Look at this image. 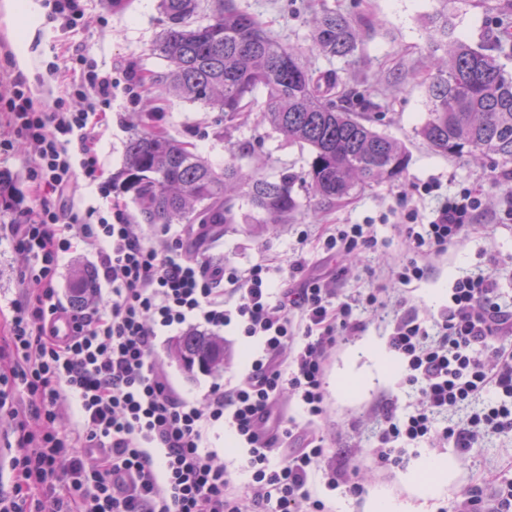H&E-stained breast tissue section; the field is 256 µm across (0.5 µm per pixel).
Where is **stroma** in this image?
Here are the masks:
<instances>
[{
  "mask_svg": "<svg viewBox=\"0 0 512 512\" xmlns=\"http://www.w3.org/2000/svg\"><path fill=\"white\" fill-rule=\"evenodd\" d=\"M239 7L254 15L266 31L283 44L303 54L304 62L316 72L334 70L339 89L351 91L375 104L379 132L400 142L410 155L409 166L395 183L382 182L354 191L342 202L329 205L310 194L304 184L294 186L300 208L288 223L269 226L246 199L237 202V221L227 225L217 253L247 268L255 264L270 267V277L279 282L288 276L296 258L317 265L323 252L318 238L329 224L375 223L376 250L348 258L340 279V292L355 295L382 283V274L398 263L405 247L392 224L382 216L398 195L417 201L429 211L432 198L420 197L417 188L437 179L445 192L459 186L481 188L488 211L497 210L505 187L494 182L498 169L493 162L477 165L432 151L418 136L426 118V96L422 84L430 70L427 45L430 31L424 20L437 7L436 0H237ZM86 23L68 33L47 25L41 0H0V92L9 81L22 76L38 97L48 95L50 68L73 67V55H85L99 71L112 78V101L107 120L97 127L98 155L106 177L112 181L109 197L96 187L83 186L80 209L96 208L106 213L111 202L124 204L129 214L137 206L124 188L122 170L128 139L148 124L155 130L190 143L195 152L215 169L235 162L245 174L257 173L270 179L283 172L302 173L307 153L288 144L260 120L261 105H254L248 118L225 121L223 115L199 104L165 95L152 76L166 63L155 50L164 27L158 0H128L123 8L108 0H85ZM333 10L363 25V39L353 57L328 60L310 51L314 16ZM448 14L455 25V37L471 45H494L502 29L512 30V7L507 0H448ZM250 143L253 152L239 154L240 143ZM29 157L22 152L0 156V171L11 174L14 189L7 205L0 207V304L18 298L23 286L12 257L8 224L19 220L34 198L25 178ZM307 240H299L300 229ZM512 256V223L492 224L478 229L457 253L432 259L427 280L403 288L408 307L419 313L437 310L445 303L458 271L478 264L491 268L493 258ZM365 329L341 340L330 350L324 377L328 411L318 425L338 454L336 464H361L366 490L355 498L329 491L323 479H315L313 490L330 498L335 512H369L376 497L401 503L403 512H440L467 489L492 477L512 480V435H493L467 452L426 443L408 448L401 467L377 471L369 455L372 431L377 425L376 408L389 400L405 405L410 401L398 385L399 362L386 344L387 324L372 312L362 313ZM225 359L215 373L187 370L174 360L168 347L170 337H160L155 358L175 389L195 400L213 384L235 380L246 368L248 356L258 349L256 341L223 332ZM429 460L449 463L447 475L434 489L423 484V465Z\"/></svg>",
  "mask_w": 512,
  "mask_h": 512,
  "instance_id": "35a3bbf8",
  "label": "stroma"
}]
</instances>
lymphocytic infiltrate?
I'll list each match as a JSON object with an SVG mask.
<instances>
[{"mask_svg": "<svg viewBox=\"0 0 512 512\" xmlns=\"http://www.w3.org/2000/svg\"><path fill=\"white\" fill-rule=\"evenodd\" d=\"M50 77L61 87L51 106L36 104L19 76L0 96L14 133L0 139V151H29L26 179L36 198L9 227L25 289L0 314V416L15 422L11 436L0 437L11 471L0 512H331L309 487L318 471L331 489L362 495L358 472L330 465L311 421L328 410V351L361 332V311L379 302L376 290L343 296L336 288L342 262L376 248L372 223L331 225L322 244L328 265L309 273L294 260L289 275L300 286L281 290L268 266L189 255L182 237L145 234L122 205L86 223L76 210L81 181L111 192L95 129L112 82L92 68L76 80L55 70ZM74 97L82 109H67ZM484 212L481 193L469 187L441 197L425 218L398 198L389 214L406 255L388 274L393 290L426 278L423 257L462 244ZM85 250L94 251L96 278L110 291L70 309L59 288L61 258ZM510 271L507 263L476 269L455 279L436 313L395 314L387 345L417 403L406 412L382 407L372 448L378 467L398 466L405 448L421 442L464 452L512 433V305L498 288ZM229 326L260 344L247 373L198 400L181 397L154 360L158 337ZM285 399L304 409L308 424L279 410ZM68 407L73 419L64 429L57 420ZM223 425L247 450V486L207 445L209 431ZM511 506L512 481L491 492L475 484L451 512Z\"/></svg>", "mask_w": 512, "mask_h": 512, "instance_id": "1", "label": "lymphocytic infiltrate"}]
</instances>
